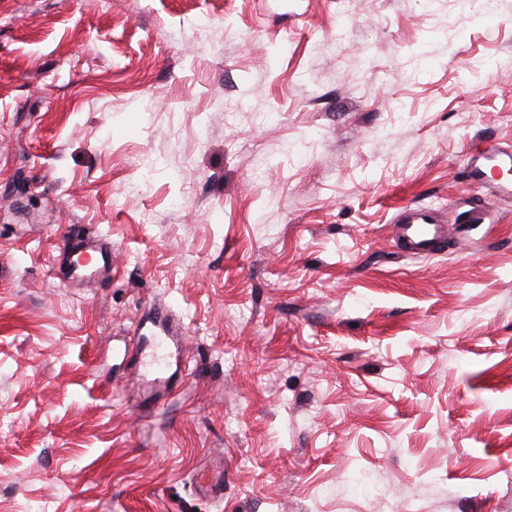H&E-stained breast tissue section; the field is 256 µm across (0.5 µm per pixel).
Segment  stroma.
Masks as SVG:
<instances>
[{
    "instance_id": "stroma-1",
    "label": "stroma",
    "mask_w": 512,
    "mask_h": 512,
    "mask_svg": "<svg viewBox=\"0 0 512 512\" xmlns=\"http://www.w3.org/2000/svg\"><path fill=\"white\" fill-rule=\"evenodd\" d=\"M497 3L0 0V512H512V199L464 174L512 146ZM407 204L487 218L412 257ZM59 249L64 251V255L75 250L86 253L97 261L99 268L104 270L112 266V249L105 240L100 238L77 239L75 242L71 238H67Z\"/></svg>"
}]
</instances>
